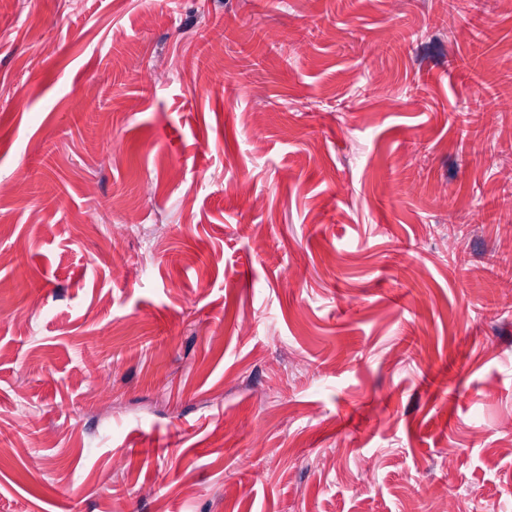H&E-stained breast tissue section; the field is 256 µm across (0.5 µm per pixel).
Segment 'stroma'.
I'll return each instance as SVG.
<instances>
[{
	"instance_id": "35a3bbf8",
	"label": "stroma",
	"mask_w": 512,
	"mask_h": 512,
	"mask_svg": "<svg viewBox=\"0 0 512 512\" xmlns=\"http://www.w3.org/2000/svg\"><path fill=\"white\" fill-rule=\"evenodd\" d=\"M511 52L512 0H0V512H512Z\"/></svg>"
}]
</instances>
